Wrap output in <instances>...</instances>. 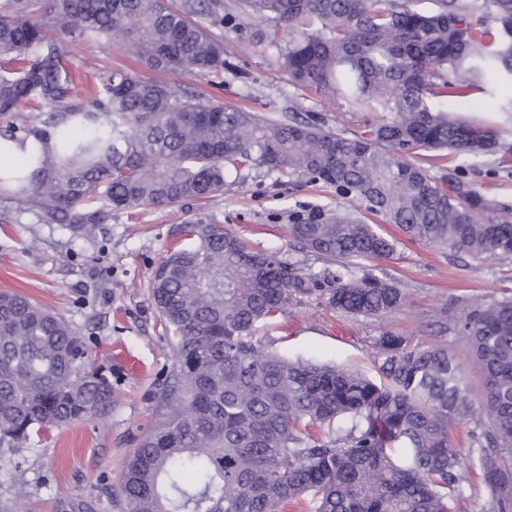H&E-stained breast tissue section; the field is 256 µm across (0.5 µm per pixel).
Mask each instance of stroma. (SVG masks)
<instances>
[{
  "instance_id": "1",
  "label": "stroma",
  "mask_w": 512,
  "mask_h": 512,
  "mask_svg": "<svg viewBox=\"0 0 512 512\" xmlns=\"http://www.w3.org/2000/svg\"><path fill=\"white\" fill-rule=\"evenodd\" d=\"M259 26L251 20L225 25L221 80L209 81L192 71L163 72L138 61L131 48L108 49L77 38L68 58L80 85L98 83L118 66L138 76L194 91L279 119L292 113L321 117L335 132L365 129L367 113L355 112L338 96L293 85L275 50L248 45ZM432 175L444 179L454 168L481 194L512 204V159L500 156L455 162L427 156L417 159ZM358 204L333 187L307 180H285L278 173L247 167L227 179L224 192L200 206L147 207L117 211L98 241H70L55 224H40L29 214L20 222L0 219V291L30 296L73 323L89 351L90 364L112 382L116 403L107 413L32 435L18 455L0 451V501L24 490L32 512H54L57 499L93 497L118 502L124 465L138 438L162 418L156 395L173 351L165 325L149 294L155 269L174 250L185 246L182 225L199 217L214 218L250 245L279 252L301 274L338 272L341 261L300 252L288 226L297 215H329L356 210ZM367 223L396 243L392 259L381 267L406 293L404 305L381 318L350 316L327 307L318 295L299 297L285 314L262 325L266 344L292 359L332 363L379 380L374 340L389 331L425 343L444 344L461 357V370L474 390L482 382L465 359V343L440 333L439 318H453L464 306L512 295V260H448L431 245L410 238L397 225L367 215Z\"/></svg>"
}]
</instances>
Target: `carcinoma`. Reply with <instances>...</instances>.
Here are the masks:
<instances>
[{"mask_svg": "<svg viewBox=\"0 0 512 512\" xmlns=\"http://www.w3.org/2000/svg\"><path fill=\"white\" fill-rule=\"evenodd\" d=\"M0 0V202L73 240L95 241L112 212L208 200L226 177L259 167L306 176L365 204L455 258L512 259V205L459 178L437 180L409 158L512 153V97L498 126L436 103L512 87V0ZM263 24L302 89L341 93L376 118L359 135L315 116L274 119L114 68L89 99L73 93L67 42L129 41L147 66L224 74V20ZM291 36L283 43L280 31ZM38 100L46 112L16 119ZM299 248L347 265L384 261L395 242L354 213L299 217ZM190 243L156 269L150 300L173 363L157 401L164 420L124 468L122 512H451L463 463L480 470L487 512H512V296L462 309L440 331L464 339L480 402L455 355L384 332L376 384L336 364L290 359L255 336L288 302L315 292L351 315L382 317L405 293L386 273L303 277L212 220L185 225ZM331 287L323 288L321 283ZM112 384L89 364L73 325L18 292L0 291V449L32 433L112 409ZM474 423L461 454L452 427ZM56 512H105L62 500Z\"/></svg>", "mask_w": 512, "mask_h": 512, "instance_id": "1", "label": "carcinoma"}]
</instances>
